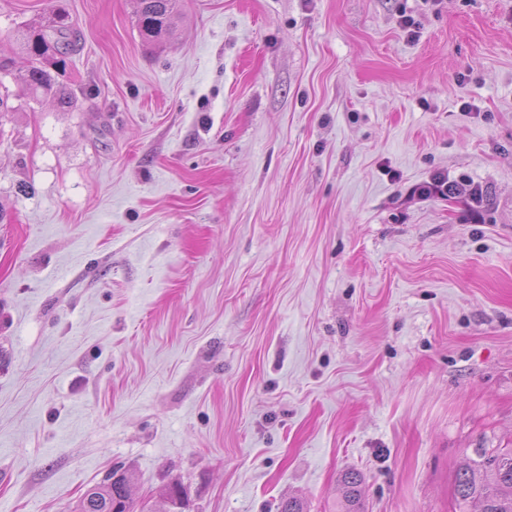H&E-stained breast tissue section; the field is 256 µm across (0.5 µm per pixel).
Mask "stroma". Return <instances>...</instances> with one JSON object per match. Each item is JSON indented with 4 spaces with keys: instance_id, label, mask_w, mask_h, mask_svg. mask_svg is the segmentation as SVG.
I'll list each match as a JSON object with an SVG mask.
<instances>
[{
    "instance_id": "35a3bbf8",
    "label": "stroma",
    "mask_w": 512,
    "mask_h": 512,
    "mask_svg": "<svg viewBox=\"0 0 512 512\" xmlns=\"http://www.w3.org/2000/svg\"><path fill=\"white\" fill-rule=\"evenodd\" d=\"M56 1L0 0V58ZM61 1L73 109L0 81V512L115 468L136 512H340L350 469L459 512L512 447V0H180L153 43ZM455 191L456 183L448 181L445 175L437 174L429 182L415 187L412 193L422 198H448V195L455 196ZM454 492L460 512H512V448H472Z\"/></svg>"
}]
</instances>
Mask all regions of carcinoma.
<instances>
[{
	"label": "carcinoma",
	"mask_w": 512,
	"mask_h": 512,
	"mask_svg": "<svg viewBox=\"0 0 512 512\" xmlns=\"http://www.w3.org/2000/svg\"><path fill=\"white\" fill-rule=\"evenodd\" d=\"M137 25L143 39L175 34L179 0H136ZM66 9L58 5L49 14L23 23L15 40L28 57L18 81L24 95L50 98L63 112L74 105L72 94L60 86L65 57L73 50L74 30ZM132 474L114 470L89 488L79 499L75 512H132L129 487ZM357 470L341 477L342 512H363L362 485ZM454 492L460 512H512V448L471 450L466 463L455 474Z\"/></svg>",
	"instance_id": "cac0c4a2"
}]
</instances>
